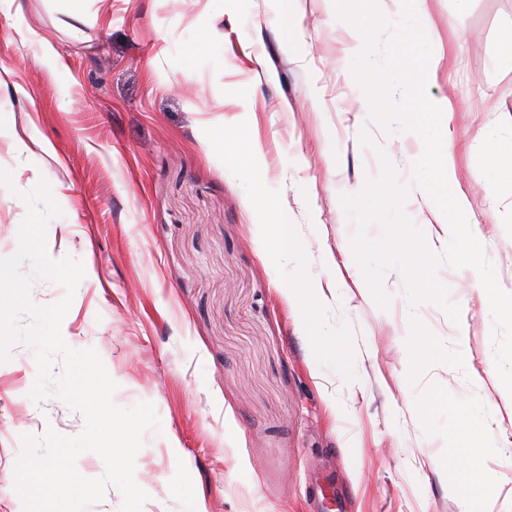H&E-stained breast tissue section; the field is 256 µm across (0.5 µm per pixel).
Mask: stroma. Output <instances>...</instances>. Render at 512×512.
Wrapping results in <instances>:
<instances>
[{
	"label": "stroma",
	"instance_id": "obj_1",
	"mask_svg": "<svg viewBox=\"0 0 512 512\" xmlns=\"http://www.w3.org/2000/svg\"><path fill=\"white\" fill-rule=\"evenodd\" d=\"M290 8L292 34L279 26V0H87L76 36L66 0H0V257L19 246L25 194L42 183L59 191L45 246L85 270L67 344L96 350L117 406L149 403L159 419L135 457L141 512H312L317 473L332 476L335 495L321 512H462L463 475L448 456L469 410L471 440L496 448L477 493L488 512H512L502 461L512 394L475 270L437 267L441 305L411 303L405 277L388 269L384 309L358 293L362 271L342 260L356 220L340 196L388 164L405 215L444 252L447 227L414 179L423 142L386 132L347 82L356 28L334 0ZM415 10L429 18L427 92L455 109L441 133L457 147L471 231L512 292V67L496 43L512 0H417ZM459 14L463 30L449 28ZM247 102L261 145L253 169L215 136ZM280 219L301 253L268 252L266 227ZM299 275L336 285L310 324L281 291ZM315 334L335 338V351L316 350ZM419 335L430 352L413 349ZM8 353L0 512H22L24 436L75 437L85 418L57 396L32 398L34 345Z\"/></svg>",
	"mask_w": 512,
	"mask_h": 512
}]
</instances>
